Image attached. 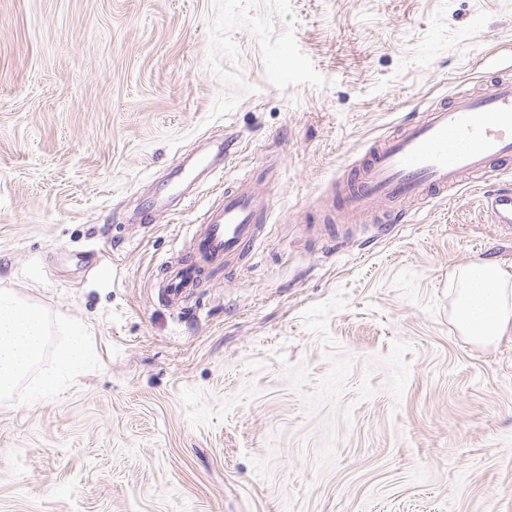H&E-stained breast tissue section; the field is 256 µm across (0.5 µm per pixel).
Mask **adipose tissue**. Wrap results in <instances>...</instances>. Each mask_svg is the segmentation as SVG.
Masks as SVG:
<instances>
[{"label":"adipose tissue","instance_id":"ef3b65f1","mask_svg":"<svg viewBox=\"0 0 512 512\" xmlns=\"http://www.w3.org/2000/svg\"><path fill=\"white\" fill-rule=\"evenodd\" d=\"M458 297L455 319L473 343L497 341L512 322V273L496 264L476 261L455 274ZM48 335L45 315L33 303L8 289H0V397L11 395L38 361ZM85 336L75 332L71 344L58 356V368L33 380L29 394L57 393L64 377L76 375L82 365Z\"/></svg>","mask_w":512,"mask_h":512}]
</instances>
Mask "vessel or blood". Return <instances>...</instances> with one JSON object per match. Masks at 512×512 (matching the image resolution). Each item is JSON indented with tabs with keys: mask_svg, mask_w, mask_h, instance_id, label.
I'll use <instances>...</instances> for the list:
<instances>
[{
	"mask_svg": "<svg viewBox=\"0 0 512 512\" xmlns=\"http://www.w3.org/2000/svg\"><path fill=\"white\" fill-rule=\"evenodd\" d=\"M231 134L208 140L207 154L176 177L183 202L198 172L213 181L224 177V163L238 151ZM512 165V74L495 72L489 90H461L405 119L389 135L369 142L360 160L336 179V198L351 222L374 224L375 237L391 234L409 221L416 206L445 199L467 184L486 182L496 167ZM484 210L501 234L512 236V188L487 191ZM269 204L248 178L219 189L188 244L165 260L154 283L156 296L174 310L206 282L217 265L232 267L253 259L264 237Z\"/></svg>",
	"mask_w": 512,
	"mask_h": 512,
	"instance_id": "vessel-or-blood-1",
	"label": "vessel or blood"
}]
</instances>
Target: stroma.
I'll return each instance as SVG.
<instances>
[{"instance_id": "35a3bbf8", "label": "stroma", "mask_w": 512, "mask_h": 512, "mask_svg": "<svg viewBox=\"0 0 512 512\" xmlns=\"http://www.w3.org/2000/svg\"><path fill=\"white\" fill-rule=\"evenodd\" d=\"M512 65V0H0V289L44 311L63 392L0 399V512H512V323L451 316L512 271L465 185L367 247L337 177L407 113ZM264 243L183 312L159 266L214 200L144 221L206 137ZM512 275L494 263L476 261L455 274L457 326L473 343L497 341L512 316ZM85 335L77 330L71 344L64 347L58 356V368L51 374L33 380L29 387V395L35 398L55 394L61 388V380L65 376L76 375L82 365V348Z\"/></svg>"}]
</instances>
